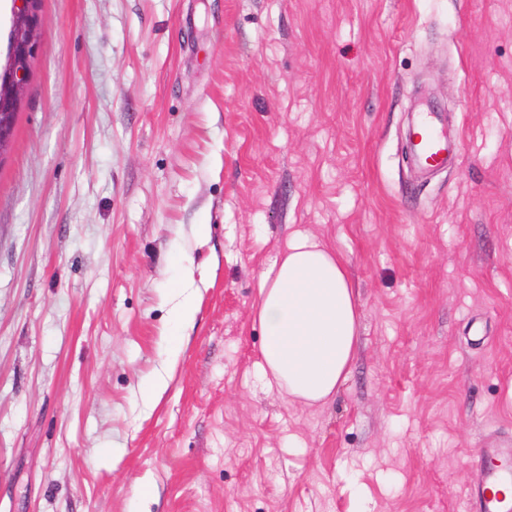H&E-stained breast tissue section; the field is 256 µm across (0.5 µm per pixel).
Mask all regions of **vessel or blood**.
Listing matches in <instances>:
<instances>
[{
  "mask_svg": "<svg viewBox=\"0 0 512 512\" xmlns=\"http://www.w3.org/2000/svg\"><path fill=\"white\" fill-rule=\"evenodd\" d=\"M416 136L422 161L435 169L445 167L452 146L433 114L422 113ZM479 456L481 464L470 489L474 512H512V497L500 492L512 485V439L489 444Z\"/></svg>",
  "mask_w": 512,
  "mask_h": 512,
  "instance_id": "obj_1",
  "label": "vessel or blood"
}]
</instances>
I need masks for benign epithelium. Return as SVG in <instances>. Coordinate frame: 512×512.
I'll return each instance as SVG.
<instances>
[{
	"instance_id": "benign-epithelium-1",
	"label": "benign epithelium",
	"mask_w": 512,
	"mask_h": 512,
	"mask_svg": "<svg viewBox=\"0 0 512 512\" xmlns=\"http://www.w3.org/2000/svg\"><path fill=\"white\" fill-rule=\"evenodd\" d=\"M44 19L32 10V0H15L14 20L7 50L6 84L0 87V116L14 112L24 98L30 64L38 49Z\"/></svg>"
}]
</instances>
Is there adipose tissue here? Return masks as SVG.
Returning <instances> with one entry per match:
<instances>
[{
    "instance_id": "adipose-tissue-1",
    "label": "adipose tissue",
    "mask_w": 512,
    "mask_h": 512,
    "mask_svg": "<svg viewBox=\"0 0 512 512\" xmlns=\"http://www.w3.org/2000/svg\"><path fill=\"white\" fill-rule=\"evenodd\" d=\"M255 313L270 382L308 406L333 397L349 373L359 327L345 257L313 236H295L261 273Z\"/></svg>"
}]
</instances>
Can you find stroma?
I'll use <instances>...</instances> for the list:
<instances>
[{
	"label": "stroma",
	"instance_id": "obj_1",
	"mask_svg": "<svg viewBox=\"0 0 512 512\" xmlns=\"http://www.w3.org/2000/svg\"><path fill=\"white\" fill-rule=\"evenodd\" d=\"M41 14L0 158V512H472L512 437V0ZM427 99L458 149L423 178ZM296 232L360 310L321 406L267 386L253 315ZM175 280L198 309L172 360Z\"/></svg>",
	"mask_w": 512,
	"mask_h": 512
}]
</instances>
